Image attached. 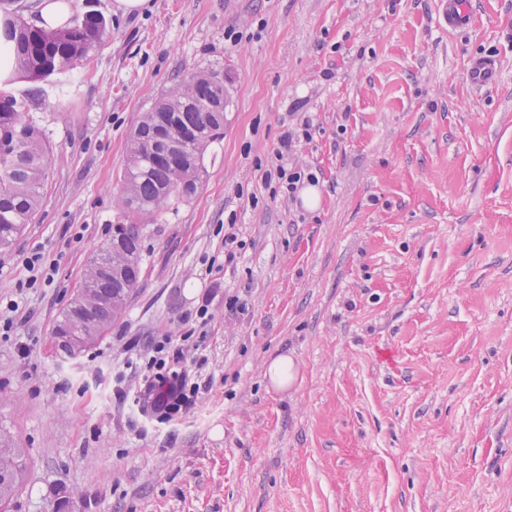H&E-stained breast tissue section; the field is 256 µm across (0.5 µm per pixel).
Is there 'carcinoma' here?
I'll return each instance as SVG.
<instances>
[{
    "label": "carcinoma",
    "instance_id": "1",
    "mask_svg": "<svg viewBox=\"0 0 512 512\" xmlns=\"http://www.w3.org/2000/svg\"><path fill=\"white\" fill-rule=\"evenodd\" d=\"M109 36L107 22L96 14L73 18L64 30L35 28L16 11L0 12V247L8 248L25 225L35 221L44 189L49 146L30 122L28 112L41 103L36 83L88 60ZM217 75L205 71L184 77L169 94L142 113L127 143L122 202L132 220L121 225V248L102 250L87 268L83 282L93 292L72 298L53 329L68 325L73 336L90 337L93 345L126 308L142 273L143 222L152 219L173 198L195 194L206 173L208 146L224 133V89ZM24 79L32 86L15 95L9 86ZM196 128L172 159L160 144L148 145L158 134V116ZM0 505L13 499L19 485L15 470H24L21 449L12 433L0 426Z\"/></svg>",
    "mask_w": 512,
    "mask_h": 512
}]
</instances>
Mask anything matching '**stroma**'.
<instances>
[{
    "label": "stroma",
    "mask_w": 512,
    "mask_h": 512,
    "mask_svg": "<svg viewBox=\"0 0 512 512\" xmlns=\"http://www.w3.org/2000/svg\"><path fill=\"white\" fill-rule=\"evenodd\" d=\"M112 2L78 0L111 35L41 82L48 178L0 249V423L28 462L9 512H512V0H470L460 29L442 0ZM196 71L232 100L201 186L146 226L121 317L61 356L57 320L130 221L128 136ZM306 118L289 161L315 210L260 170ZM164 336L203 341L179 368L204 389L171 422L127 362ZM470 81L478 87L492 86L498 76L497 60L474 58L468 71Z\"/></svg>",
    "instance_id": "stroma-1"
}]
</instances>
